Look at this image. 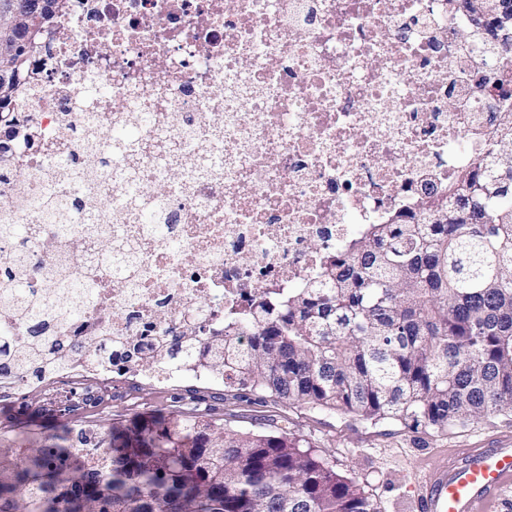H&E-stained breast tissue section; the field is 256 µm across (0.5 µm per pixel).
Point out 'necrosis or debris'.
Instances as JSON below:
<instances>
[{
	"mask_svg": "<svg viewBox=\"0 0 512 512\" xmlns=\"http://www.w3.org/2000/svg\"><path fill=\"white\" fill-rule=\"evenodd\" d=\"M470 30L456 0H64L13 104L0 222L30 225L34 288L50 269L94 280L97 297L82 319L44 324L85 354L0 379V403L35 386L73 413L142 377H206L162 350L312 278L325 250L486 150L476 84L497 63ZM96 83L109 95L90 97ZM138 110L155 120L115 168L105 134ZM130 172L179 249L139 223Z\"/></svg>",
	"mask_w": 512,
	"mask_h": 512,
	"instance_id": "1",
	"label": "necrosis or debris"
}]
</instances>
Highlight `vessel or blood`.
Here are the masks:
<instances>
[{
  "instance_id": "b4317fda",
  "label": "vessel or blood",
  "mask_w": 512,
  "mask_h": 512,
  "mask_svg": "<svg viewBox=\"0 0 512 512\" xmlns=\"http://www.w3.org/2000/svg\"><path fill=\"white\" fill-rule=\"evenodd\" d=\"M421 512H491L512 488V442L440 456L422 475Z\"/></svg>"
}]
</instances>
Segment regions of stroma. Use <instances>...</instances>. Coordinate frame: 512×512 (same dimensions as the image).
Returning a JSON list of instances; mask_svg holds the SVG:
<instances>
[{"instance_id": "obj_1", "label": "stroma", "mask_w": 512, "mask_h": 512, "mask_svg": "<svg viewBox=\"0 0 512 512\" xmlns=\"http://www.w3.org/2000/svg\"><path fill=\"white\" fill-rule=\"evenodd\" d=\"M230 385L186 381L166 386L141 381L128 396L71 416L43 410L44 396L31 390L12 408L0 406V448H55L74 426L107 432L112 426L157 414L200 415L219 425L268 434L276 420H287L290 433L302 439L336 474L352 479L373 500L377 512H418V479L424 468L444 453L464 448H490L512 439V413L483 418L448 434L433 436L384 420L371 424L335 411H313L280 402L264 406L238 402Z\"/></svg>"}]
</instances>
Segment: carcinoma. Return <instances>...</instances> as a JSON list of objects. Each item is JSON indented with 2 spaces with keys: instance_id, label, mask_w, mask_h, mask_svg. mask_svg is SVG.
Masks as SVG:
<instances>
[{
  "instance_id": "obj_1",
  "label": "carcinoma",
  "mask_w": 512,
  "mask_h": 512,
  "mask_svg": "<svg viewBox=\"0 0 512 512\" xmlns=\"http://www.w3.org/2000/svg\"><path fill=\"white\" fill-rule=\"evenodd\" d=\"M470 36L491 54L512 52V31L490 21ZM21 79L0 94L6 111L31 74L38 35L22 34ZM494 146L417 210L367 224L325 253L320 272L296 288L263 291L241 322L199 341L174 340L170 361L194 358L248 405L270 401L393 420L446 434L512 412V103L494 100ZM140 129L106 132L111 159L134 149ZM139 220L162 237L159 203L135 182ZM0 237L27 253V228L0 223ZM18 279L3 297L37 320L47 305ZM80 286L78 318L93 293ZM42 336L25 355L0 335V377L60 363ZM97 457L70 468L50 448L0 458V512H376L359 485L338 476L291 433L242 432L200 416L133 421L85 448Z\"/></svg>"
}]
</instances>
